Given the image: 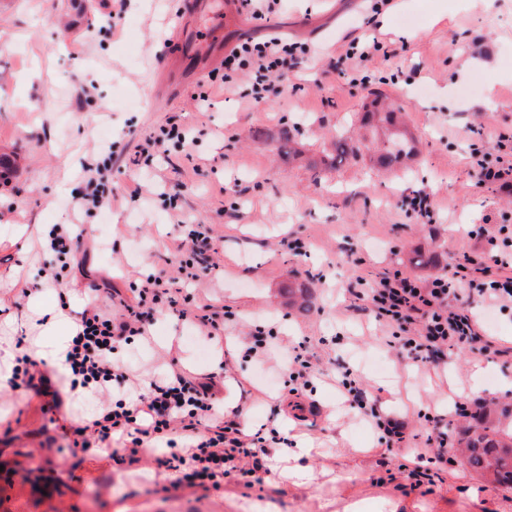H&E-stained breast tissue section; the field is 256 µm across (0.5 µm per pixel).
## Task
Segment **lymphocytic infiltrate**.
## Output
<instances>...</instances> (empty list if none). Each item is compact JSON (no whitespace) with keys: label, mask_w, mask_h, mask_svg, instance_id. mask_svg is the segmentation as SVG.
Listing matches in <instances>:
<instances>
[{"label":"lymphocytic infiltrate","mask_w":512,"mask_h":512,"mask_svg":"<svg viewBox=\"0 0 512 512\" xmlns=\"http://www.w3.org/2000/svg\"><path fill=\"white\" fill-rule=\"evenodd\" d=\"M299 52L297 44L276 38L243 41L224 57V80L232 82L238 69H248L252 98L262 102L275 90L273 77L298 68ZM115 160V153H108L94 173L82 176L75 203L84 212L103 214L111 209L112 194L106 190L104 178ZM470 162L483 185L512 191L511 133L501 134L497 155L475 148ZM210 233L208 225H196L177 245L173 256L178 260L179 278L159 269L131 282L134 297L122 302L120 317L103 311L98 284H89L66 363L72 375L95 391L99 410L94 419L76 427L75 433L85 447L93 441L108 446L121 439L117 456L121 462H136L149 442L166 443L172 452L156 458L155 467L175 472L178 482L187 486L217 489L231 478L250 487L263 483L272 473L266 455L268 448L283 441L277 428L245 433L217 405L215 381H199L176 363H168L159 378L143 381L112 359L120 343L148 341L152 320L159 311L169 313L178 323L189 321L206 331L216 330L221 314L212 304L202 305L194 316L185 309L186 288L196 281L198 272L213 268L207 256ZM471 235L484 241V249L459 251L449 275L424 281L396 267L377 280L362 273L355 278L354 295L367 302L375 320L388 327L395 343L417 361L432 363L444 350L463 346L478 347L486 356L512 357V347L491 336L463 297L464 285L476 282L485 298L503 307L512 304V226L502 224L493 229L481 224ZM336 383L351 407L388 435L399 436L398 424L382 417L352 370H344ZM448 452V432L437 427L428 433L424 447L394 450L396 457L416 459V466L407 472L414 489L434 485L448 466Z\"/></svg>","instance_id":"lymphocytic-infiltrate-1"}]
</instances>
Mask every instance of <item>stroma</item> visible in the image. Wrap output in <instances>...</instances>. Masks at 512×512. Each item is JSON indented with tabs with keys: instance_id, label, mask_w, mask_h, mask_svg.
Masks as SVG:
<instances>
[{
	"instance_id": "1",
	"label": "stroma",
	"mask_w": 512,
	"mask_h": 512,
	"mask_svg": "<svg viewBox=\"0 0 512 512\" xmlns=\"http://www.w3.org/2000/svg\"><path fill=\"white\" fill-rule=\"evenodd\" d=\"M229 2L227 47L281 38L307 49L267 101L251 100L247 73L224 85L219 56L158 103L160 63L180 58L187 0H0V303L15 318H0V339L51 380L47 394L0 382V512H343L354 501L364 512H512V488L487 482L456 454L430 489L408 487L381 431L336 385L343 368L356 370L382 414L402 423L408 448L422 447L429 417L452 420L455 403L512 402V362L468 347L417 362L352 308L349 293L358 271L377 278L405 269L415 252L431 258L416 277L449 274L458 251L482 247L473 225L487 216L512 225V192L480 186L469 159L472 146L496 153L498 134L512 132V0H390L384 29L369 21L376 0H277L262 20ZM353 40L384 49L357 63L344 57ZM356 68L371 81H352ZM376 94L400 108L415 138L407 166L382 170L365 155L312 169L259 138L284 129L318 155L336 135L359 132ZM170 121L192 129L194 143L166 142L142 199L131 198L141 144ZM105 144L121 156L116 200L108 223L82 220L68 301L82 309L80 283L99 280L105 310L119 315L111 294L130 298V282L163 264L189 225H210L220 266L193 283V303L227 307L236 320L211 338L162 313L151 343L121 345L114 358L147 377L172 356L198 378L222 375L224 409L239 411L248 433L286 423L314 439L302 477L289 476L281 452L270 454L263 485L190 488L175 474L155 476L160 449L118 464L111 449L74 446L72 428L86 412L74 406L65 372L41 358L22 324L28 300L9 277L22 265L28 282H44L52 254L43 229L79 221L70 191ZM419 187L433 197L435 223H420L407 205ZM292 282L307 287L306 310L289 306ZM257 325L276 328L279 344L271 358L243 359ZM300 342L313 391L296 398L284 386V355Z\"/></svg>"
}]
</instances>
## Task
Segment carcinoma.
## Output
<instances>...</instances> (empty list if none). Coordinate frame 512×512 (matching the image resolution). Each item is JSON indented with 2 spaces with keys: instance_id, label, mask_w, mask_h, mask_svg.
Returning <instances> with one entry per match:
<instances>
[{
  "instance_id": "1",
  "label": "carcinoma",
  "mask_w": 512,
  "mask_h": 512,
  "mask_svg": "<svg viewBox=\"0 0 512 512\" xmlns=\"http://www.w3.org/2000/svg\"><path fill=\"white\" fill-rule=\"evenodd\" d=\"M363 126L373 137L383 134L390 146L365 152L359 142L340 136L331 149L322 151L318 164L334 167L349 156L367 154L377 167L391 169L413 155L414 139L394 109L372 106L363 114ZM448 439L465 448L467 464L473 470L502 487L512 488V407L499 411L485 408L466 426L450 424Z\"/></svg>"
}]
</instances>
